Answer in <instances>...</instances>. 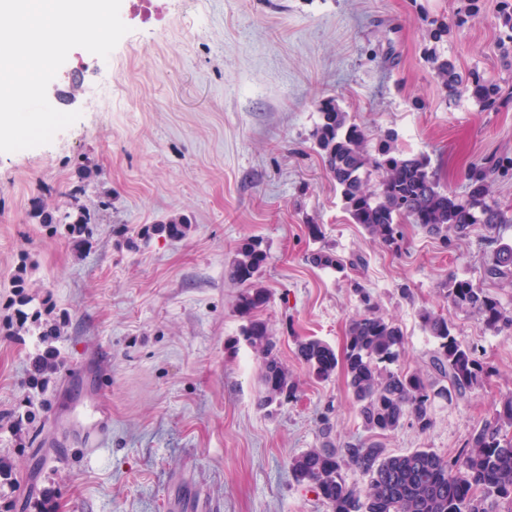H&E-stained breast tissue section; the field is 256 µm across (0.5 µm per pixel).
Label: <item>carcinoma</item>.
Listing matches in <instances>:
<instances>
[{
	"label": "carcinoma",
	"mask_w": 512,
	"mask_h": 512,
	"mask_svg": "<svg viewBox=\"0 0 512 512\" xmlns=\"http://www.w3.org/2000/svg\"><path fill=\"white\" fill-rule=\"evenodd\" d=\"M501 22L504 38L500 49L507 56L512 49V0H503ZM428 61L450 95L468 93L482 111H498L503 98L500 85L485 80L477 71L465 75L453 60L435 53ZM312 138L340 191L345 211L370 238L396 247L405 222L439 237L445 245L452 237L485 232L494 250L483 266L482 284L450 272L442 283L443 297L452 309L477 311L494 332L512 330V312L488 291L490 285L512 283V245L503 242L504 232L512 228V216L490 195L493 182L512 178V155H494L471 164L465 173L467 190L456 195L441 185L427 155L396 149L391 136L369 145L365 130L332 98L322 103ZM81 192L79 188L70 194L71 202L63 214L42 209L34 218L48 226L65 225L68 237L81 242L88 225L94 223L80 201ZM188 225V218L178 215L145 228L143 235L179 239ZM266 260L262 242L251 241L239 249L229 269L230 278L243 286L238 308L247 324L241 332L262 361L264 405L289 399L294 390L266 325L251 319L252 312L266 303L264 292L254 286ZM307 261L340 272L347 265L322 248L310 252ZM14 287L18 307L29 305L24 270L16 274ZM355 292L360 312L348 323L343 359H338L328 343L313 337L298 342L299 359L312 376L323 381L343 365L362 427L371 435L393 432L408 419L419 431H428L434 400L451 402L465 397L486 378V363L476 348L462 344L453 334L455 325L448 315L425 310L422 327L437 344L430 363L435 380L428 381L420 370L391 369L404 348L403 331L379 314L368 289L358 286ZM322 434L321 447L295 457L291 470L297 482L314 489L329 512H494L501 501L512 506V393L500 398L493 419L475 429L454 458L446 459L430 448L394 454L374 439L338 448L327 422ZM351 466L362 474L363 485L347 482L345 470Z\"/></svg>",
	"instance_id": "obj_1"
}]
</instances>
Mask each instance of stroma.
<instances>
[{"label":"stroma","instance_id":"1","mask_svg":"<svg viewBox=\"0 0 512 512\" xmlns=\"http://www.w3.org/2000/svg\"><path fill=\"white\" fill-rule=\"evenodd\" d=\"M462 4L122 0L130 31L108 59L70 51L47 97L79 119L50 144L0 153V512H329L291 461L321 446L322 416L337 444L366 433L343 370L317 380L297 340L343 355L359 285L404 333L400 368L428 371L436 344L420 311L446 309L441 281L479 280L493 248L480 232L445 248L415 224L398 247L372 240L350 221L310 134L320 101L335 98L371 139L392 133L398 149L428 155L456 194L471 163L512 154V98L485 112L449 97L426 61L433 46L460 70L512 84L501 0H483L443 42L429 39L430 21ZM84 181L96 222L77 247L31 213L65 210ZM175 214L191 220L184 238L128 246ZM312 224L321 239L309 237ZM254 239L268 258L257 280L267 301L253 317L295 384L292 399L268 407L259 355L240 335L242 288L228 276ZM321 247L363 262L313 267L306 256ZM21 266L32 299L24 321L13 288ZM451 318L491 373L465 398L436 400L427 432L407 424L381 436L389 452L456 456L512 393V336L471 311ZM98 344L111 356L96 358ZM49 350L58 366L40 391L33 360ZM85 368L112 416L95 456L78 434Z\"/></svg>","mask_w":512,"mask_h":512}]
</instances>
